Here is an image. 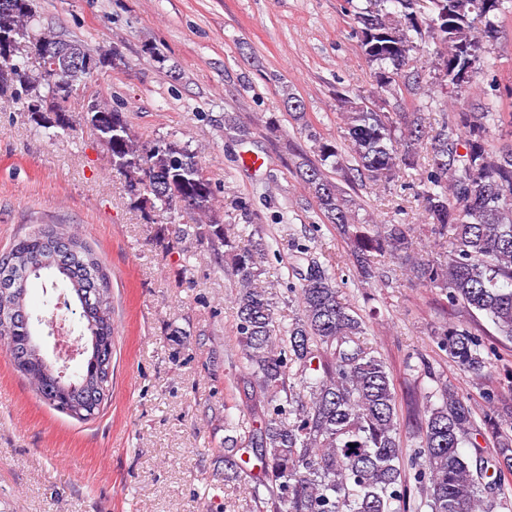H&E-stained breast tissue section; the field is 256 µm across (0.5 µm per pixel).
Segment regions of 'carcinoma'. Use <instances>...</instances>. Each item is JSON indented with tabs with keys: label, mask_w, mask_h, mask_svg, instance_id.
Returning <instances> with one entry per match:
<instances>
[{
	"label": "carcinoma",
	"mask_w": 512,
	"mask_h": 512,
	"mask_svg": "<svg viewBox=\"0 0 512 512\" xmlns=\"http://www.w3.org/2000/svg\"><path fill=\"white\" fill-rule=\"evenodd\" d=\"M503 13V0H435L425 15L418 0H364L354 16L378 88L420 83L410 61L425 51L417 42L424 26L433 34L437 79L457 94L470 86L476 70L492 67L487 42L495 38ZM21 31L34 42L45 35L34 0H0V39ZM60 43L73 63L90 52L78 40ZM481 94L469 108L434 125L419 111L383 112L366 96L341 94L339 142L309 125L303 101L287 94L284 106L313 153L298 154L296 174L318 219L335 225L350 246L345 255L321 258L309 246L295 244L298 265L292 274L299 283H288L287 292L297 312L288 322L276 313L275 295L259 283L255 251L242 243L247 227L236 231L217 219L212 185L189 145L140 140L123 111L106 102H94L96 108L84 117L95 137L110 145L113 169L128 188L135 176H148L136 194L146 193L158 211L181 203L204 216V225L187 224L178 232L203 233L231 258L236 330L260 424L243 415L225 419L231 431L245 435L230 440L224 463L241 469L240 443L258 455L269 486L262 501L266 512H410L409 469L430 512H497L507 506L512 405L488 389L478 413L445 385L438 401H426L418 447L406 459L390 369L361 340L365 321L342 296L338 281L348 260L365 283L380 276L386 261H395L408 279L440 289L449 306L485 317L512 342V143L495 138L500 128H512V112L501 108L503 98H512V87L492 83ZM0 97L26 101L27 111L39 116V128H76L51 77L13 57L0 55ZM408 170L419 172L415 196L421 224L439 248L431 257L414 248L410 224H377L370 214H360L365 204L357 187L369 183L385 190ZM332 172L343 173L345 185L332 180ZM22 273L63 293L80 311L81 342L87 347L96 336L113 345L108 275L72 225L40 224L0 255V279ZM26 334L10 317L0 319V344L14 369L42 402L63 413L56 370L35 358L43 350L24 342ZM437 335L460 369L482 376L480 334L446 323ZM71 383L72 398L92 408L72 418H97L110 381L88 366L66 381ZM480 438L492 444L491 451L482 448ZM466 445L474 455L460 452Z\"/></svg>",
	"instance_id": "obj_1"
}]
</instances>
